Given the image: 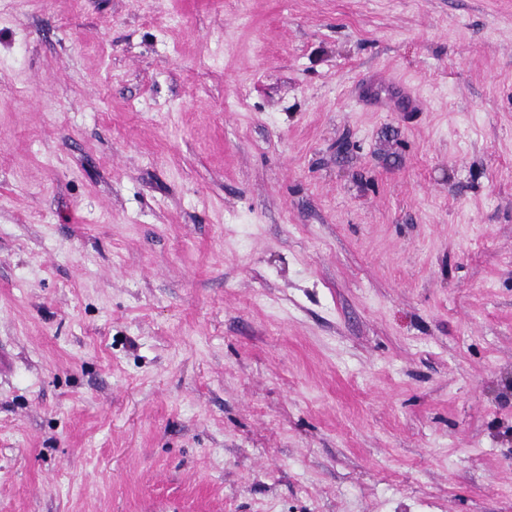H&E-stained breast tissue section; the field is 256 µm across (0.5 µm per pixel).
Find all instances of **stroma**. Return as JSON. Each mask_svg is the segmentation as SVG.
I'll return each mask as SVG.
<instances>
[{
    "mask_svg": "<svg viewBox=\"0 0 512 512\" xmlns=\"http://www.w3.org/2000/svg\"><path fill=\"white\" fill-rule=\"evenodd\" d=\"M0 357V512H512V0H0Z\"/></svg>",
    "mask_w": 512,
    "mask_h": 512,
    "instance_id": "35a3bbf8",
    "label": "stroma"
}]
</instances>
